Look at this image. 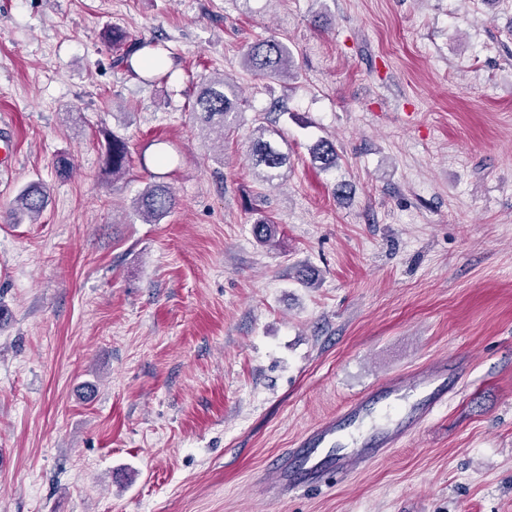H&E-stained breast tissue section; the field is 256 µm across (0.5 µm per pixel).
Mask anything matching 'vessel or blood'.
I'll return each instance as SVG.
<instances>
[{
    "instance_id": "obj_1",
    "label": "vessel or blood",
    "mask_w": 512,
    "mask_h": 512,
    "mask_svg": "<svg viewBox=\"0 0 512 512\" xmlns=\"http://www.w3.org/2000/svg\"><path fill=\"white\" fill-rule=\"evenodd\" d=\"M460 382V369L444 360L381 379L307 431L288 455L272 460L274 492L289 495L330 473L347 477L398 447L447 406Z\"/></svg>"
}]
</instances>
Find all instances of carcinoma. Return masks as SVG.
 <instances>
[{
	"label": "carcinoma",
	"mask_w": 512,
	"mask_h": 512,
	"mask_svg": "<svg viewBox=\"0 0 512 512\" xmlns=\"http://www.w3.org/2000/svg\"><path fill=\"white\" fill-rule=\"evenodd\" d=\"M292 58L288 44L269 36L247 47L243 62L246 69L259 76L274 80L290 76ZM191 111L203 129L213 135L217 147H224V129L234 122L241 112V98L234 82L226 76L210 79L195 87ZM275 132L258 128L250 140V160L255 175L265 184L283 178L288 166V152L274 138ZM336 147L327 140H319L311 148L312 163L323 171L336 168ZM104 171L117 179L126 174L130 166V153L125 138L114 133L105 134L103 151ZM46 193L42 186L33 183L19 190L12 203L13 215L37 217L45 208ZM176 206L170 186L154 182L135 199L136 211L146 223H156Z\"/></svg>",
	"instance_id": "obj_1"
}]
</instances>
